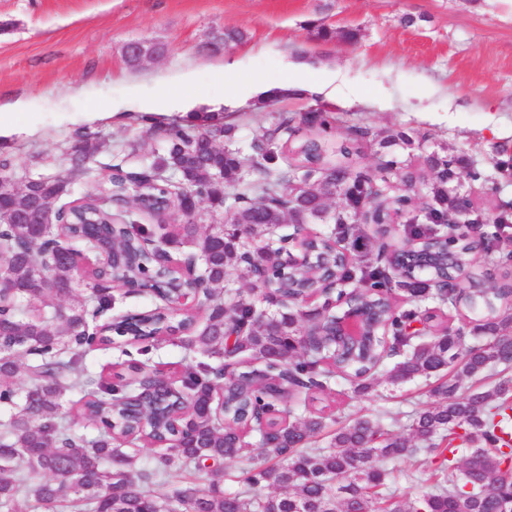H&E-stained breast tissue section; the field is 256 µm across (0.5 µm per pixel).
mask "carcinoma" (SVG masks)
I'll return each instance as SVG.
<instances>
[{
    "mask_svg": "<svg viewBox=\"0 0 512 512\" xmlns=\"http://www.w3.org/2000/svg\"><path fill=\"white\" fill-rule=\"evenodd\" d=\"M296 117L280 115L255 131L249 150L232 147L234 127L206 112L184 124L154 122L147 132L163 135L164 146L145 160L136 141L118 154L137 159L132 171L107 166L95 192L64 207L69 194L56 176H45L35 189H13L7 198L11 222L0 225V274L12 285L0 298V333L18 344L17 352L0 353V512H17L22 497L33 495L45 512L73 507L76 512H501L512 503V377L492 378L491 370L512 368V271L503 268L505 283L487 290L460 287L439 295L433 279L444 273L462 275L482 253L486 265L502 268L493 242L509 228L512 214L502 209L493 230L478 242L438 240L439 225L412 224L413 239H423L432 253L451 252L454 262H439L432 274L414 273L415 260L392 256L379 247L376 261L346 258L340 242L357 229L345 209L326 217L318 187L295 190L291 184L334 179L352 208L381 223L392 205L404 202L393 185L355 172L347 162H332L328 149L311 138L283 143L295 132ZM112 144L88 126H78L66 153L68 183L88 177L90 162ZM447 180L431 195L437 219L448 205ZM209 203L211 212L231 213V223L199 229L197 217L183 209L186 194ZM144 197L166 203L183 220L147 230L133 220L129 205ZM57 223H44L47 209ZM290 211L317 222L329 220L324 238L303 241L312 265L283 268L280 224ZM123 227L117 269L105 263L96 277L76 283L70 260L73 244L94 234ZM158 237L168 252L194 259L202 319L184 327L190 361L177 381L166 384L146 361H126L123 371L106 380L82 364L94 349L112 347V333H126V343L149 353L161 328L178 326L164 309L109 322L102 331L96 314L112 310V286L152 278L160 270L158 254L145 249V233ZM237 270L251 290L265 296L261 309L240 294L224 307L222 288L229 270ZM347 284L363 307L378 315L357 344L324 365L328 345H304L324 308L304 309L296 295L330 276ZM413 299H432L454 309L493 308L492 319L471 328L473 343L448 327L415 328L419 311L388 313L394 290ZM247 367L227 377L224 360ZM393 386L418 377L446 375L431 390L433 400L413 414L410 436L388 432L376 418L344 422L328 433L326 446L315 438L331 417L311 412L294 420L291 407L301 395L327 389L335 377L355 382L354 391L372 390L383 362ZM26 361L27 381L14 383L19 362ZM282 411L277 416L275 412ZM96 426L90 438L74 432L76 419ZM258 437L254 451L250 435ZM142 438L151 443L173 439L170 453L134 472L131 459L115 443ZM422 454L414 471L402 473L426 485L415 498L387 492L396 462ZM241 465L244 488L221 486L225 461ZM211 462L210 485L201 488L197 474ZM182 486L167 494L155 492L171 471ZM275 487L279 495L260 494Z\"/></svg>",
    "mask_w": 512,
    "mask_h": 512,
    "instance_id": "obj_1",
    "label": "carcinoma"
}]
</instances>
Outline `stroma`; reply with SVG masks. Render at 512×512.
Returning <instances> with one entry per match:
<instances>
[{
  "instance_id": "1",
  "label": "stroma",
  "mask_w": 512,
  "mask_h": 512,
  "mask_svg": "<svg viewBox=\"0 0 512 512\" xmlns=\"http://www.w3.org/2000/svg\"><path fill=\"white\" fill-rule=\"evenodd\" d=\"M321 25L335 39L318 37ZM227 28L247 34L226 50L242 63L238 80L280 82L283 56L312 57L336 68L354 92L350 100L292 98L225 114L237 146L248 147L254 130L279 114L327 110L332 129L304 124L300 137H322L334 149L353 129L366 130L353 168L376 176L394 158L420 169L425 182L411 191L415 207L425 206L435 179L432 156L451 160L455 183L475 207L512 203V0H0V101L28 99L30 110L17 121L40 129L1 144L0 158L18 178L55 175L77 113L170 91L223 97L231 84L212 71L218 55L207 45ZM131 41L165 52L132 66L123 54ZM187 60L197 72L184 85L175 75ZM94 129L116 145L138 142L145 157L162 143L134 112ZM400 132L407 142L397 141ZM429 388L421 377L398 388L381 382L362 396L340 379L312 406L342 422L377 418L399 433Z\"/></svg>"
}]
</instances>
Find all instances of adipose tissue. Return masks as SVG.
<instances>
[{
	"label": "adipose tissue",
	"instance_id": "adipose-tissue-1",
	"mask_svg": "<svg viewBox=\"0 0 512 512\" xmlns=\"http://www.w3.org/2000/svg\"><path fill=\"white\" fill-rule=\"evenodd\" d=\"M283 69L289 75L286 83L276 84H249L237 87L234 94L220 101L191 100L177 95H168L160 99L143 101L142 110L153 113L161 110L168 115H178L185 119L193 118L199 111L209 113H221L235 111L248 106L256 101H283L291 97L321 96L331 100L336 96L335 73L329 72L323 75L321 80L304 81V74L310 73V64L296 57H285Z\"/></svg>",
	"mask_w": 512,
	"mask_h": 512
}]
</instances>
